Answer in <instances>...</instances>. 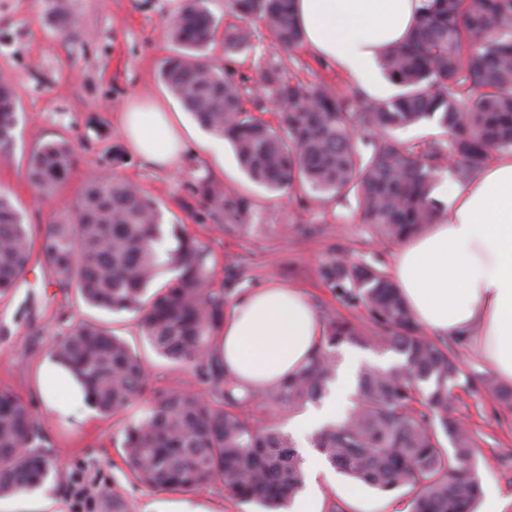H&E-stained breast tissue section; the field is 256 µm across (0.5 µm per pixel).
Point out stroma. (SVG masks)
<instances>
[{"label":"stroma","mask_w":512,"mask_h":512,"mask_svg":"<svg viewBox=\"0 0 512 512\" xmlns=\"http://www.w3.org/2000/svg\"><path fill=\"white\" fill-rule=\"evenodd\" d=\"M182 0H68L73 25L62 30L54 15L57 0H0V75L13 84L19 101V124L9 160H0V188L13 193L27 223L49 224L66 215L84 184L108 171L140 186L163 206L165 220L187 230L218 257L214 284L234 295L270 283L302 289L319 316L339 314L362 324L370 317L363 306L338 299L321 277L337 261L368 263L390 269L397 245L374 237L360 221L354 200L316 203L282 196L252 183L240 170L228 141L202 130L168 92L161 70L176 46L166 32ZM251 48L237 55L236 69L247 77L246 111L270 124L275 112L265 108L258 79L263 70L283 62L284 74L322 82L339 93L354 84L338 67L319 59L307 47L283 53L262 25L250 28ZM133 97L153 98L175 113L189 147L175 165L159 168L131 154L118 131L119 114ZM63 138L74 147L78 163L67 182L50 197L39 195L25 178L29 153L39 143ZM249 197L253 208L246 228L215 221L197 223L198 203L192 188L201 176ZM238 277H229L227 265ZM82 320L107 322L141 357L152 386L165 390L204 392L187 370L172 367L144 342L136 318L108 314L87 306L75 291L56 286L48 267L31 265L25 281L0 297V389L6 388L34 405L45 438L44 450L58 465L56 476L28 497L0 500V512H31L50 499L47 512H112L113 497L124 500L127 512H258L253 504L225 497L220 485L191 492H160L135 482L122 456L124 427L145 412L143 403L110 418L93 416L86 424L55 422L41 403L37 370L69 327ZM460 374L454 388L456 416L470 429L485 463L479 469L485 496H512V410L489 394L474 389L473 374L488 373L469 349H460ZM82 486L92 499L80 507L72 490ZM301 501L314 512H406L407 497L382 494L351 483L324 468L322 477L307 482Z\"/></svg>","instance_id":"obj_1"}]
</instances>
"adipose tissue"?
<instances>
[{
	"instance_id": "adipose-tissue-1",
	"label": "adipose tissue",
	"mask_w": 512,
	"mask_h": 512,
	"mask_svg": "<svg viewBox=\"0 0 512 512\" xmlns=\"http://www.w3.org/2000/svg\"><path fill=\"white\" fill-rule=\"evenodd\" d=\"M428 0H295L304 44L337 65L374 98L389 94L378 60L406 40ZM128 149L168 167L187 144L169 112L132 99L120 119ZM425 234L403 243L391 270L416 320L432 335L462 339L496 379L512 385V152L499 155L464 187ZM321 320L304 293L272 284L236 300L217 344L238 395L261 396L305 364ZM38 390L56 419L81 423L91 410L73 375L45 357Z\"/></svg>"
}]
</instances>
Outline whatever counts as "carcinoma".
Returning a JSON list of instances; mask_svg holds the SVG:
<instances>
[{"mask_svg": "<svg viewBox=\"0 0 512 512\" xmlns=\"http://www.w3.org/2000/svg\"><path fill=\"white\" fill-rule=\"evenodd\" d=\"M205 2L183 0L168 30L178 50L162 79L201 128L231 143L244 174L269 191H303L317 201L351 196L364 223L399 243L424 233L441 213L433 187L448 160L467 178L493 153L512 150V0H432L409 38L381 58L399 89L384 101L291 82L277 68L267 69L261 85L280 105L277 129L243 108L245 81L207 63L219 23ZM292 2L232 0V9L243 23H261L288 53L302 43ZM249 38L246 28H224V52H243ZM432 121L438 132L423 149L392 135ZM17 124L13 86L0 82L1 159L11 156ZM75 165L67 140H48L30 152L25 177L48 197ZM193 194L206 216L239 227L252 208L248 197L207 175L197 179ZM168 237L174 246L162 252ZM34 261L55 271L57 288L75 287L88 306L134 314L156 354L189 368L206 386L205 396L151 387L126 341L93 322L74 324L52 348L100 414L112 416L140 398L148 402L144 416L123 430L124 460L137 482L167 492L218 482L227 497L266 512L294 503L305 488L304 458L281 428L232 412L243 398L214 340L228 293L209 287L216 260L185 225L164 227L161 205L112 173L91 178L68 214L44 227L26 223L1 190V296ZM165 271L171 278L156 286ZM322 278L342 301L364 306L372 326L327 315L307 365L272 385L264 403L296 411L320 401L344 345L401 356L387 368L361 367L353 412L319 431L315 448L356 483L381 493L404 491L409 512H476L479 457L453 411L455 346L462 341L426 336L381 268L335 263L322 269ZM470 384L512 409L511 387L478 374ZM42 442L30 405L0 390V498L32 493L53 475Z\"/></svg>", "mask_w": 512, "mask_h": 512, "instance_id": "cac0c4a2", "label": "carcinoma"}]
</instances>
